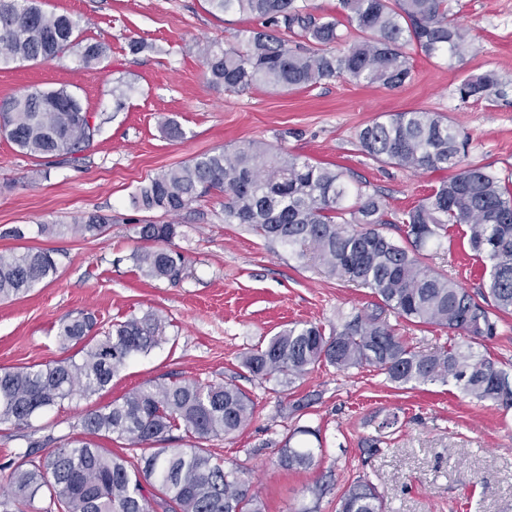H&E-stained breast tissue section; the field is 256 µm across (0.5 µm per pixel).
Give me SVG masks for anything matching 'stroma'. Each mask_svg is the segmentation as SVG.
<instances>
[{
  "mask_svg": "<svg viewBox=\"0 0 512 512\" xmlns=\"http://www.w3.org/2000/svg\"><path fill=\"white\" fill-rule=\"evenodd\" d=\"M39 2L45 12L78 22L79 44L52 61L1 66L0 98L64 87L101 127L89 148L49 167L0 136V254L44 249L57 263L56 275L24 297L0 301V369L65 358L57 329L82 314L93 315L101 332L151 311L165 319L166 336L130 359L108 390L73 396L26 426L0 424V465L18 462L31 446L43 453L58 446L87 410L136 388L197 379L235 384L253 399L249 425L206 447L242 467L264 512H336L361 478L378 488L386 512H512V411L464 397L451 382L399 386L370 368L319 367L284 392L241 366L243 352L266 345L288 324L328 327L371 310V289L326 275L247 225L225 223L218 195L176 218L171 247L188 260L184 278L146 277L133 260L142 246L134 227L145 214L131 205L148 178L253 140L341 167L389 209L412 207L446 172L378 162L359 151L356 136L375 119L413 108L462 128L468 162L512 182V0H448L475 51L452 61L414 54L412 78L400 88L339 78L310 89L243 93L209 82L201 49L233 41L250 22L212 12L207 0ZM89 43L105 53L87 64L81 52ZM488 71L500 80L499 95L461 101L463 80ZM118 84L126 92L119 105L112 98ZM170 121L181 138L168 135ZM91 213L111 219L99 237L39 231ZM428 264L472 293L486 281L461 226L449 225ZM304 396L310 405L293 411ZM392 417L397 425L384 428ZM298 426L313 434L292 444L314 448L315 463L287 470L277 451Z\"/></svg>",
  "mask_w": 512,
  "mask_h": 512,
  "instance_id": "35a3bbf8",
  "label": "stroma"
}]
</instances>
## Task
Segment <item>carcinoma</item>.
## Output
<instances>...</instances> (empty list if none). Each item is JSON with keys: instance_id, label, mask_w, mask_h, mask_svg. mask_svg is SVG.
<instances>
[{"instance_id": "cac0c4a2", "label": "carcinoma", "mask_w": 512, "mask_h": 512, "mask_svg": "<svg viewBox=\"0 0 512 512\" xmlns=\"http://www.w3.org/2000/svg\"><path fill=\"white\" fill-rule=\"evenodd\" d=\"M218 13L252 22L235 41L203 49L208 80L230 92L265 86L308 88L348 78L396 89L410 80L412 48L427 58H462L473 50L468 32L448 15V0H338L343 20L321 17L306 0H209ZM78 23L44 12L36 0H0V63L57 58L73 47ZM291 33L309 44L294 45ZM499 79L486 72L463 81L460 98L489 99ZM96 125L65 88H31L0 99V133L21 150L44 159L74 155L93 141ZM360 151L410 171H453L418 204L389 211L380 197L352 186L338 166H322L261 142L199 155L159 173L132 197L142 212L176 217L211 194L224 196V223L246 224L263 238L310 259L326 274L365 286L377 298L370 312L325 328L293 323L263 347L242 354V365L260 380L286 388L319 366L342 372L372 367L399 385L454 382L480 402L512 409V373L474 345L497 334V318L512 311V189L492 170L466 162L468 136L424 109H409L366 124L357 133ZM109 218L91 214L81 223L42 224L43 233L70 228L84 236L102 233ZM402 224L404 242L380 231ZM465 225L475 256L488 262V280L474 295L426 264V251L441 246L447 225ZM155 246L135 252L147 277L176 283L186 257L166 247L175 224L148 220L134 227ZM48 251L27 248L0 254V300L16 299L54 275ZM446 329L459 344L423 353L411 348L383 314ZM94 319L62 324L67 357L16 370H0V423L27 425L79 392L97 394L134 356L163 339L162 319L151 311L92 334ZM248 393L232 384L184 380L149 385L83 414L82 438L64 440L39 457L25 451L28 467H0V512H262L250 483L236 468L201 444L228 438L253 419ZM175 430L194 440L188 448H163ZM116 437L145 450L137 462L97 443ZM285 438L278 465L308 468L315 454ZM375 486L362 478L338 512H384Z\"/></svg>"}]
</instances>
